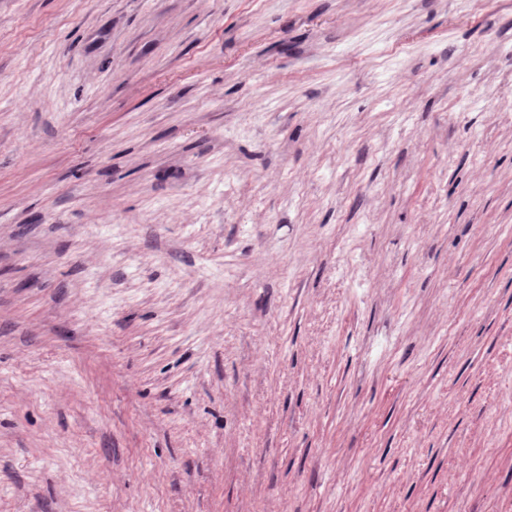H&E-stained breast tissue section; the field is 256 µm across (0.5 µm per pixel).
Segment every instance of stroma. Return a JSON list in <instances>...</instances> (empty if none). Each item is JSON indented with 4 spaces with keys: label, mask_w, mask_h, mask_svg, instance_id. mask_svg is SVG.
Listing matches in <instances>:
<instances>
[{
    "label": "stroma",
    "mask_w": 512,
    "mask_h": 512,
    "mask_svg": "<svg viewBox=\"0 0 512 512\" xmlns=\"http://www.w3.org/2000/svg\"><path fill=\"white\" fill-rule=\"evenodd\" d=\"M0 512H512V0H0Z\"/></svg>",
    "instance_id": "35a3bbf8"
}]
</instances>
